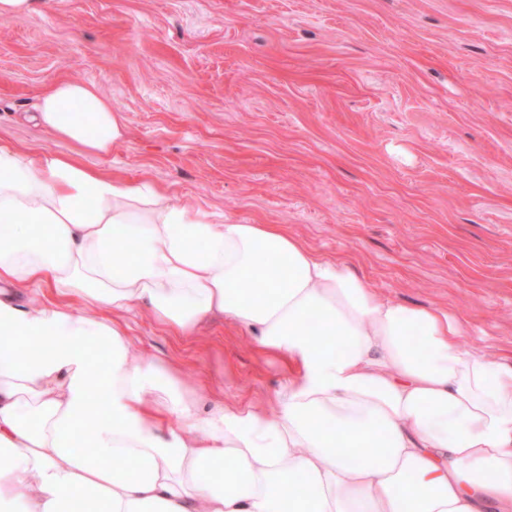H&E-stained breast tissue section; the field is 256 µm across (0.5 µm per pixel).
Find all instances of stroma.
Returning a JSON list of instances; mask_svg holds the SVG:
<instances>
[{
  "mask_svg": "<svg viewBox=\"0 0 512 512\" xmlns=\"http://www.w3.org/2000/svg\"><path fill=\"white\" fill-rule=\"evenodd\" d=\"M57 79L121 112L109 156L31 121ZM0 141L281 225L512 364V0H48L0 20ZM124 324L202 402L269 411L287 379L224 320L196 339L144 309Z\"/></svg>",
  "mask_w": 512,
  "mask_h": 512,
  "instance_id": "1",
  "label": "stroma"
}]
</instances>
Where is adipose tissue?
I'll list each match as a JSON object with an SVG mask.
<instances>
[{
	"label": "adipose tissue",
	"mask_w": 512,
	"mask_h": 512,
	"mask_svg": "<svg viewBox=\"0 0 512 512\" xmlns=\"http://www.w3.org/2000/svg\"><path fill=\"white\" fill-rule=\"evenodd\" d=\"M34 119L99 157L127 138L84 82ZM138 308L176 336L249 332L288 371L276 416L201 409L177 363L134 359ZM460 332L278 225L0 142V512H512V366Z\"/></svg>",
	"instance_id": "adipose-tissue-1"
}]
</instances>
